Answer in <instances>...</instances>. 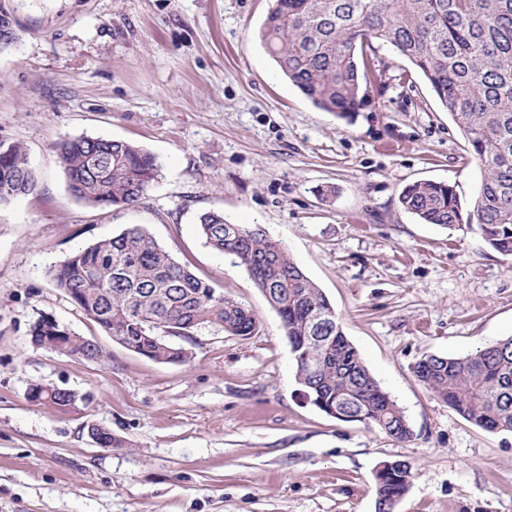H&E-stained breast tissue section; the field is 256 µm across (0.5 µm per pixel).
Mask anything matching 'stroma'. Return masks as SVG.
<instances>
[{
    "instance_id": "35a3bbf8",
    "label": "stroma",
    "mask_w": 512,
    "mask_h": 512,
    "mask_svg": "<svg viewBox=\"0 0 512 512\" xmlns=\"http://www.w3.org/2000/svg\"><path fill=\"white\" fill-rule=\"evenodd\" d=\"M19 36L0 51V142L20 144L32 192L0 203V512H375L374 472L413 477L397 512H512V434L484 430L414 374L512 336V255L477 226L420 223L415 182L473 197L470 146L422 76L389 48L353 121L315 108L255 39L269 0H4ZM107 137L156 155L133 206L74 198L58 146ZM259 226L326 294L346 337L403 410L400 442L299 394L277 312L244 267L201 237L200 214ZM144 226L180 264L257 318L205 327L183 364L127 350L56 288L68 257ZM53 317L106 352L34 345ZM76 392L62 411L34 385ZM118 445L103 448L91 425Z\"/></svg>"
}]
</instances>
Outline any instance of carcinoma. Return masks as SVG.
<instances>
[{"mask_svg": "<svg viewBox=\"0 0 512 512\" xmlns=\"http://www.w3.org/2000/svg\"><path fill=\"white\" fill-rule=\"evenodd\" d=\"M257 39L283 75L311 103L350 119L367 103L366 71L375 44L403 56L424 77L470 145L482 171L464 207L454 188L424 181L407 186L400 204L423 224H475L485 241L512 255V0H273ZM59 157L70 193L94 206L135 205L160 176L152 153L126 141L77 137ZM35 187L26 154L0 144V202ZM214 250L231 255L266 298L278 304L303 396L341 422H361L398 441L413 436L402 409L385 392L342 331L323 291L263 230L229 224L215 212L199 217ZM70 301L128 350L160 363H182L166 336L213 327L250 336L257 319L243 304L215 295L141 225L101 239L54 270ZM32 340L90 361L99 344L74 337L52 318L31 328ZM415 376L466 421L512 433V338L460 358L423 356ZM30 400L63 409L75 396L34 385Z\"/></svg>", "mask_w": 512, "mask_h": 512, "instance_id": "carcinoma-1", "label": "carcinoma"}]
</instances>
